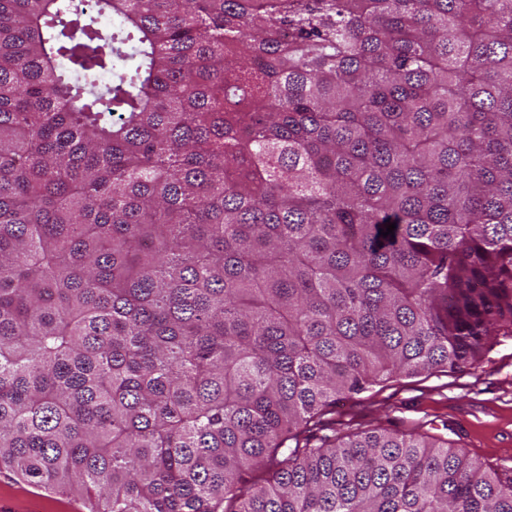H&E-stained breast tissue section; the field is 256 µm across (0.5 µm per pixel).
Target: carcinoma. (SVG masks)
I'll use <instances>...</instances> for the list:
<instances>
[{
    "label": "carcinoma",
    "instance_id": "1",
    "mask_svg": "<svg viewBox=\"0 0 512 512\" xmlns=\"http://www.w3.org/2000/svg\"><path fill=\"white\" fill-rule=\"evenodd\" d=\"M501 333L512 0H0V469L88 512H512L464 448L316 434Z\"/></svg>",
    "mask_w": 512,
    "mask_h": 512
}]
</instances>
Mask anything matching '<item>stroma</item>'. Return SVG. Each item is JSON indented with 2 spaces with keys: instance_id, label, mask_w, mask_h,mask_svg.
Segmentation results:
<instances>
[{
  "instance_id": "obj_1",
  "label": "stroma",
  "mask_w": 512,
  "mask_h": 512,
  "mask_svg": "<svg viewBox=\"0 0 512 512\" xmlns=\"http://www.w3.org/2000/svg\"><path fill=\"white\" fill-rule=\"evenodd\" d=\"M336 430L416 431L467 449L485 466L512 468V336H498L477 367L428 377L395 376L336 405ZM11 512H87L81 501L0 471Z\"/></svg>"
}]
</instances>
